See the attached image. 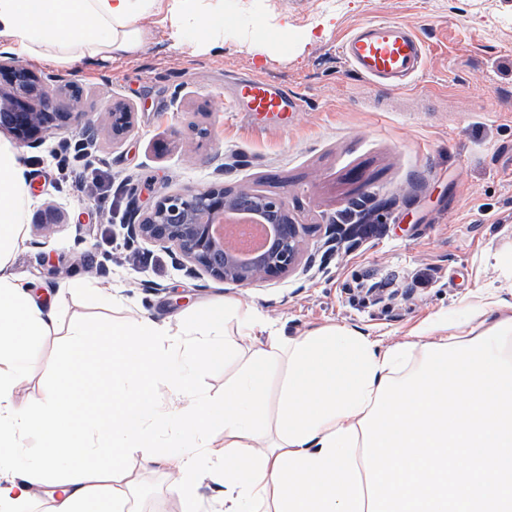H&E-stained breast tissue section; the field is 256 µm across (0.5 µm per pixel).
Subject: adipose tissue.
Instances as JSON below:
<instances>
[{
	"instance_id": "ef3b65f1",
	"label": "adipose tissue",
	"mask_w": 512,
	"mask_h": 512,
	"mask_svg": "<svg viewBox=\"0 0 512 512\" xmlns=\"http://www.w3.org/2000/svg\"><path fill=\"white\" fill-rule=\"evenodd\" d=\"M226 0H0V42L60 66L138 53L153 19L178 48L218 53ZM20 148L0 139V512H22L35 491L51 512H126L138 476L127 461L171 463L183 512H201L206 475L224 486L219 512H367L363 433L383 377L418 369L426 343L469 342L512 323V302L491 297L423 323L382 345L356 327L299 336L264 333L253 309L215 304L170 328L147 318L125 328L71 324L43 398L19 404L36 342L59 313L40 304L13 270L31 198ZM237 317L238 338L224 330ZM112 351L103 359L102 348ZM238 362L221 400L193 387L204 371ZM111 373L112 402L91 405L92 366ZM284 367L277 399L269 379ZM40 435L38 451L27 441Z\"/></svg>"
}]
</instances>
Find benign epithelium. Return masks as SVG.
I'll return each mask as SVG.
<instances>
[{"mask_svg": "<svg viewBox=\"0 0 512 512\" xmlns=\"http://www.w3.org/2000/svg\"><path fill=\"white\" fill-rule=\"evenodd\" d=\"M84 96L79 84L0 53V131L18 146H37L51 133L73 129L88 143L96 140L98 127L84 121L86 113L78 111ZM105 114L112 144L123 143L135 128L136 107L113 99ZM231 212L252 214L269 225V242L262 252L243 257L232 243L217 238L216 220ZM125 228L132 241L143 239L170 249L175 263L187 272L236 287L288 273L302 257L305 234L313 230L295 223L282 199L234 192L222 185L166 192L146 211L131 208Z\"/></svg>", "mask_w": 512, "mask_h": 512, "instance_id": "benign-epithelium-1", "label": "benign epithelium"}]
</instances>
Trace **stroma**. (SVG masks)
Returning <instances> with one entry per match:
<instances>
[{
  "mask_svg": "<svg viewBox=\"0 0 512 512\" xmlns=\"http://www.w3.org/2000/svg\"><path fill=\"white\" fill-rule=\"evenodd\" d=\"M236 11L266 24L287 16V51L261 66L231 35L222 53L191 56L156 24L137 54L64 69L100 131L90 160L71 159L63 175L51 151L79 132L24 151L32 203L13 266L61 312L57 332L34 349L24 400L50 385L46 363L73 321L123 326L142 314L172 323L233 298L290 336L351 324L389 345L460 301L490 291L512 301L503 270L485 263L512 245V0H239ZM325 18V34L309 37ZM374 18L406 24L429 44L411 87L371 85L338 58L337 42ZM253 78L300 96L301 110L236 112L232 94ZM113 99L137 108L136 129L118 146L103 127ZM195 123L210 137L193 135ZM218 182L286 199L300 224H329L367 204L375 230L324 264L244 288L191 278L164 247L127 241L130 205L146 210L161 193ZM49 209L59 224L47 238L38 224ZM355 276L389 282L393 298L353 300L344 284ZM76 277L108 289L111 304L72 295ZM129 498L135 512H182L166 468H143Z\"/></svg>",
  "mask_w": 512,
  "mask_h": 512,
  "instance_id": "obj_1",
  "label": "stroma"
}]
</instances>
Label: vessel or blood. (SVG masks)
<instances>
[{"instance_id": "vessel-or-blood-1", "label": "vessel or blood", "mask_w": 512, "mask_h": 512, "mask_svg": "<svg viewBox=\"0 0 512 512\" xmlns=\"http://www.w3.org/2000/svg\"><path fill=\"white\" fill-rule=\"evenodd\" d=\"M428 45L405 25L378 19L359 24L337 47L345 65L366 81L393 89L407 87L422 73ZM237 95L255 113L298 111L302 100L256 78Z\"/></svg>"}]
</instances>
